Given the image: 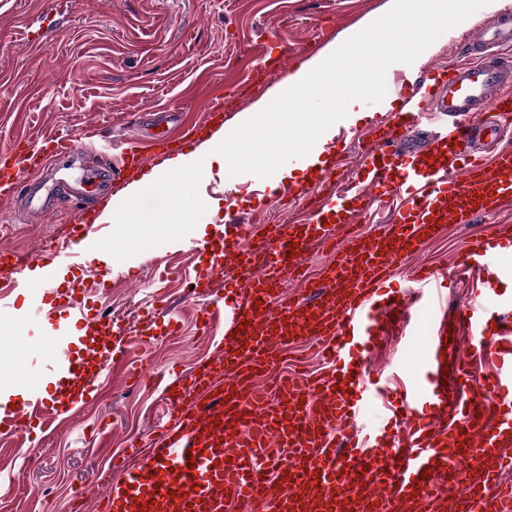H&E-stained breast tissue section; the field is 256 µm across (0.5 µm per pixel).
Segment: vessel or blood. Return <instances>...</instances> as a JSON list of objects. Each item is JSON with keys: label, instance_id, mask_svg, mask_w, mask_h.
<instances>
[{"label": "vessel or blood", "instance_id": "b4317fda", "mask_svg": "<svg viewBox=\"0 0 512 512\" xmlns=\"http://www.w3.org/2000/svg\"><path fill=\"white\" fill-rule=\"evenodd\" d=\"M512 13L480 25L467 38V59L414 75L393 73L387 93L400 109L371 127L356 176L326 171L317 187L292 193L295 218L260 228L224 217V246L194 282L196 293L209 294L216 277L224 279L223 355L201 365L167 387L175 412L173 425L155 437L120 481L103 470L106 488L102 512H225L227 503L247 512H422L434 480L453 476L463 485L454 512H512V323L492 331L488 305L512 309V299L489 292L473 303L464 323L441 320L425 360L405 401L411 430L407 436L363 434L339 449V425L358 421L374 402L389 407L385 391L373 387L365 365L352 380L340 371L354 348H368L380 326L381 311H410L411 290L434 288L438 275L423 264L405 270L404 260L448 224H469L496 214L512 202V149H488L512 124ZM284 56L259 59L246 82L279 79ZM434 129L426 144L413 139L424 119ZM190 133H162L128 141L130 163L156 158L188 142ZM50 154L14 149L12 165L0 169V195L10 196L20 179L30 188L27 202L49 214L56 206L38 188L47 165L62 163L78 171L80 184L106 191L108 170L84 166L71 141L51 138ZM393 215L381 233H349L378 209ZM336 248L334 266L323 280L308 281L303 270L314 245ZM512 255V233L493 232L475 248L459 254L457 274L473 270L512 278L503 260ZM23 257L0 250V297L18 285ZM304 284V295L285 297L288 281ZM45 312L59 307L84 313L85 294L43 289ZM468 338H461V328ZM98 339L85 361L119 363L123 351L112 340L111 322L100 323ZM313 342L336 372L312 378L286 377L271 399H261L251 382L257 370L277 362L288 339ZM490 359L491 369L478 395L465 397L472 353ZM81 363L59 350L45 372L58 387L75 386ZM458 403L461 422L435 426L431 411ZM430 413H422V406ZM39 416L26 401L0 414V427L19 437L34 432Z\"/></svg>", "mask_w": 512, "mask_h": 512}]
</instances>
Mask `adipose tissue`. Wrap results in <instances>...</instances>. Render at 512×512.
Here are the masks:
<instances>
[{"instance_id":"ef3b65f1","label":"adipose tissue","mask_w":512,"mask_h":512,"mask_svg":"<svg viewBox=\"0 0 512 512\" xmlns=\"http://www.w3.org/2000/svg\"><path fill=\"white\" fill-rule=\"evenodd\" d=\"M469 2L386 0L359 30L348 32L344 39L303 62L273 90L271 100L257 101L234 115L229 125L266 134L271 148L254 163L260 168L277 166L281 179L323 170L335 151L336 113H347L353 123L363 117L354 86L359 81L373 83L375 59H388L400 52L418 55L436 51L438 44L429 40V33L449 32L455 16ZM301 98L319 101L322 109L305 117L301 126L302 159L292 165L282 156L283 146L292 136L285 111ZM224 127L220 123L214 125L201 135L195 147L165 157L159 169L211 179L214 170L224 169L237 152L236 145L225 138Z\"/></svg>"}]
</instances>
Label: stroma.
Listing matches in <instances>:
<instances>
[{
	"label": "stroma",
	"instance_id": "obj_1",
	"mask_svg": "<svg viewBox=\"0 0 512 512\" xmlns=\"http://www.w3.org/2000/svg\"><path fill=\"white\" fill-rule=\"evenodd\" d=\"M41 2L0 0V163H9L6 150L13 143L31 150L61 136L88 149L91 162L111 167L121 188L134 175L121 153L124 139L176 129L219 97L225 117H232L267 90L254 83L228 91L260 51L288 50L289 66L300 65L386 0H66L56 29L32 45L25 30ZM258 176L270 189L262 199L253 196L246 179L201 184L159 173L147 194L182 195L192 213L160 224L112 223L101 233L78 231L80 214L100 213L108 203L123 214L134 203L118 195L63 198L56 213L41 216L26 208L21 194L0 198V245L28 255L30 270L42 272L35 282L20 274L0 313V383L37 386L51 357L44 337L75 336L90 318L110 317L131 336L146 328L152 333L137 352L142 376L112 369L100 375L98 391L87 402L61 416L45 410L44 431L0 438V512H71L78 493L97 506L104 495L94 482L97 471L110 469L131 440L147 441L171 424L166 387L221 347L219 331L203 328L200 316L205 308L223 306L224 285L216 283L204 297L193 290L194 277L224 242V213L209 209L208 198L232 206L244 223L284 224L289 211L277 195L301 188L277 180L271 167ZM495 228L492 216L446 225L407 260V267L427 263L438 271L436 299L449 314H460L471 294L470 285L450 277L454 256ZM109 240L117 263L107 268L89 260L88 246ZM62 242L65 252L43 258L42 249ZM51 285L90 289L85 318H72L65 308L42 315L38 291ZM417 316L407 325L394 319L383 324L363 356L396 398L422 366L435 333L434 308ZM171 320L179 321V333L167 334ZM285 370L320 374L329 367L308 354L304 342H291L278 364L255 377L257 390L272 394Z\"/></svg>",
	"mask_w": 512,
	"mask_h": 512
}]
</instances>
